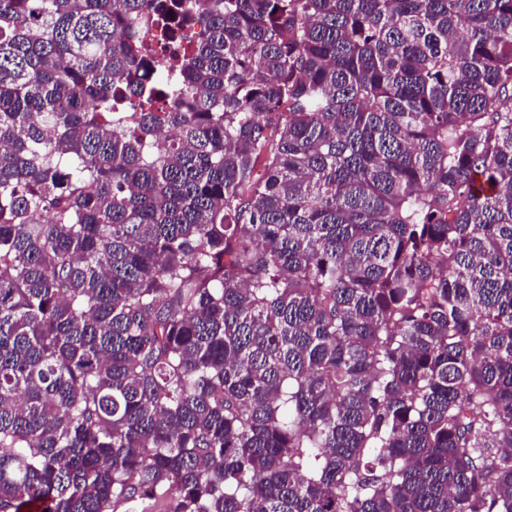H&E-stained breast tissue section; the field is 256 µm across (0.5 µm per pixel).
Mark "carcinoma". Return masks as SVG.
I'll return each instance as SVG.
<instances>
[{
  "mask_svg": "<svg viewBox=\"0 0 512 512\" xmlns=\"http://www.w3.org/2000/svg\"><path fill=\"white\" fill-rule=\"evenodd\" d=\"M38 503L512 512V0H0Z\"/></svg>",
  "mask_w": 512,
  "mask_h": 512,
  "instance_id": "carcinoma-1",
  "label": "carcinoma"
}]
</instances>
